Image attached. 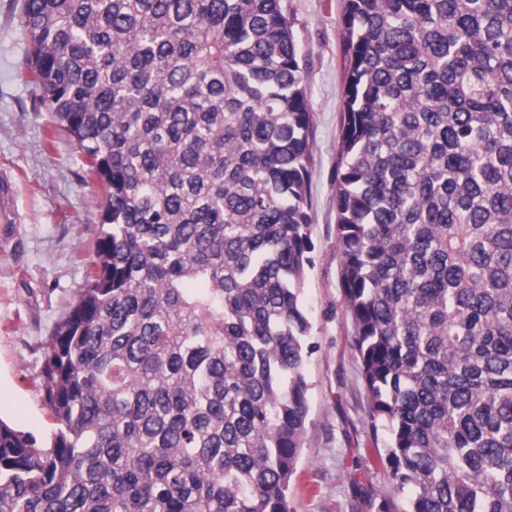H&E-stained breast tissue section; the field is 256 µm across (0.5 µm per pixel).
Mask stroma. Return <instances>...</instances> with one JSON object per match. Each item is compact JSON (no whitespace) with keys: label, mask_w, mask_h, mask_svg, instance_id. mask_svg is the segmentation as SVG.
Segmentation results:
<instances>
[{"label":"stroma","mask_w":512,"mask_h":512,"mask_svg":"<svg viewBox=\"0 0 512 512\" xmlns=\"http://www.w3.org/2000/svg\"><path fill=\"white\" fill-rule=\"evenodd\" d=\"M306 59L314 115L310 169L314 266L303 290L316 346L308 364L304 448L288 491L290 512H378L390 496L384 439H373L369 402L342 308L336 243V144L344 73L343 0H285ZM21 0H0V169L15 184L18 223L0 224V419L50 434L41 387L45 344L68 313L94 259L100 191L85 179L71 139L50 134L40 92L26 81Z\"/></svg>","instance_id":"1"}]
</instances>
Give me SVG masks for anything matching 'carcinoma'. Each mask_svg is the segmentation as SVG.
Here are the masks:
<instances>
[{
	"mask_svg": "<svg viewBox=\"0 0 512 512\" xmlns=\"http://www.w3.org/2000/svg\"><path fill=\"white\" fill-rule=\"evenodd\" d=\"M101 191L0 512H289L309 413L313 113L284 0H22ZM336 240L379 512H512V0H345Z\"/></svg>",
	"mask_w": 512,
	"mask_h": 512,
	"instance_id": "obj_1",
	"label": "carcinoma"
}]
</instances>
